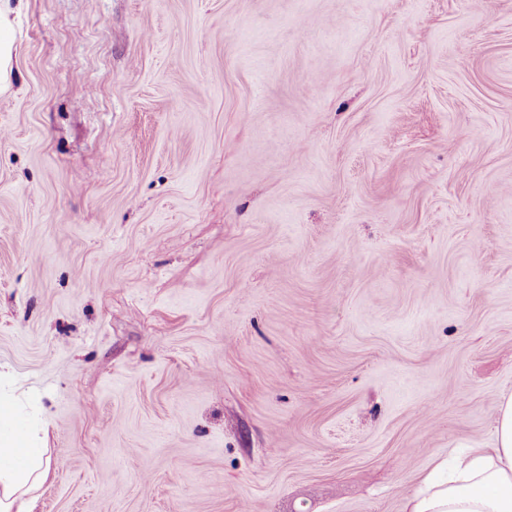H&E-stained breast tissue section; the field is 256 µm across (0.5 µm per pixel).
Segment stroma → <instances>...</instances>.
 <instances>
[{"mask_svg":"<svg viewBox=\"0 0 512 512\" xmlns=\"http://www.w3.org/2000/svg\"><path fill=\"white\" fill-rule=\"evenodd\" d=\"M0 370L32 512H405L512 392V0H21Z\"/></svg>","mask_w":512,"mask_h":512,"instance_id":"obj_1","label":"stroma"}]
</instances>
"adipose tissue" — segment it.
<instances>
[{
  "instance_id": "obj_1",
  "label": "adipose tissue",
  "mask_w": 512,
  "mask_h": 512,
  "mask_svg": "<svg viewBox=\"0 0 512 512\" xmlns=\"http://www.w3.org/2000/svg\"><path fill=\"white\" fill-rule=\"evenodd\" d=\"M11 0H0V95L12 90L16 31ZM495 444L473 448L455 467L438 463L406 512H512V393L497 403ZM48 469L35 424L21 420L15 398L0 393V512H28L29 495Z\"/></svg>"
}]
</instances>
